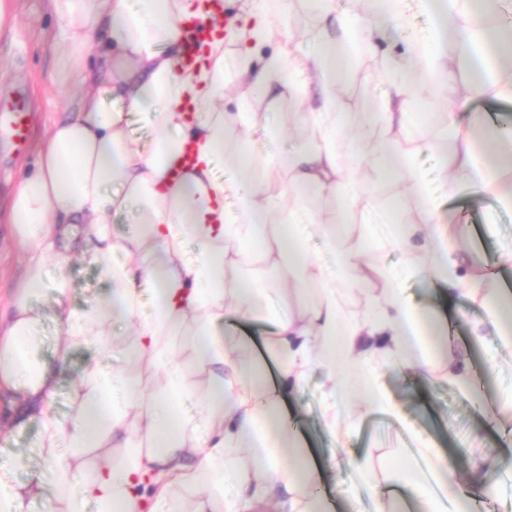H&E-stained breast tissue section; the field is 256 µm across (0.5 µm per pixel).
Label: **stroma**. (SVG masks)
Returning a JSON list of instances; mask_svg holds the SVG:
<instances>
[{
	"label": "stroma",
	"instance_id": "obj_1",
	"mask_svg": "<svg viewBox=\"0 0 512 512\" xmlns=\"http://www.w3.org/2000/svg\"><path fill=\"white\" fill-rule=\"evenodd\" d=\"M17 22L14 30L0 36V96L22 94L29 102L31 137L23 149L0 140V314L4 313L24 272L21 249L11 244L12 227L4 217L16 184L30 176L37 165V145L55 120L62 117L70 96L54 83L55 57L61 34L51 11L50 0H12ZM379 54L360 50L354 68L348 72L341 95L353 117V132L365 140L378 137L374 119L387 86L380 83ZM440 107L432 85L414 89L410 109L409 136L434 135V118ZM442 210L456 213L461 223L470 225L471 242L464 252L467 261L493 264L499 248L512 242V208L468 191L444 198ZM64 274L69 290L57 298L46 289L35 303L46 317L39 328L42 358L53 360L54 344L61 326L54 316L61 307L85 309L109 292L111 285L99 270L71 262L63 268H50V276ZM407 293L420 307L438 312L446 319L453 346L464 352L471 387L448 382L442 375L390 374L384 384L393 401L406 414L415 429L423 431L435 447L447 449L457 459L462 476H470L473 461L468 452L472 441H480L489 453L506 450L499 431L486 422V411H494L512 426V348L477 343L470 325L482 317L481 309L466 298H447L441 285L407 283ZM275 326L268 315L258 314L237 328L246 344V361L261 359L267 374L277 371L278 363L265 356V343ZM323 397L318 379H310L286 396L283 409L297 423V440L309 462L316 466L326 492L330 512H373V501L361 482L352 476L350 458L378 449V465L389 468L402 458L418 455V444L392 419L379 414L359 415L354 432L336 443L322 418Z\"/></svg>",
	"mask_w": 512,
	"mask_h": 512
}]
</instances>
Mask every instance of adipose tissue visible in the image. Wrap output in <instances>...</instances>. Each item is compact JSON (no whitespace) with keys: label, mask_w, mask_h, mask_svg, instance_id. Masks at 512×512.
Segmentation results:
<instances>
[{"label":"adipose tissue","mask_w":512,"mask_h":512,"mask_svg":"<svg viewBox=\"0 0 512 512\" xmlns=\"http://www.w3.org/2000/svg\"><path fill=\"white\" fill-rule=\"evenodd\" d=\"M378 13L361 28L380 49L391 90L380 103L381 135L371 148L351 139L357 160H370L389 181H409L416 195L413 221L382 227L375 197L354 172L343 171L336 139L351 117L337 89L351 66L346 43L327 39L308 59L318 106L291 67L293 37L272 40L288 0H248L241 18H225L222 0H51L64 38L55 79L75 97L40 145L37 171L17 187L8 211L19 246L27 252L25 277L6 317L0 318V389L12 392L15 426L37 422V447L51 481L29 471L27 457L0 448V512H32L50 497L52 512H322L316 471L291 443L281 410L285 396L321 372L324 424L335 436L352 426L349 404L380 411L403 429L411 424L384 389L386 371L444 372L450 382L470 379L464 359L435 345L429 330L439 317L419 310L395 274L371 262L379 248L410 254L409 278L443 283L487 312L473 324L476 341L512 344V294H484L485 273L467 263L459 243L465 224L442 222L439 196L422 182L420 152L404 134L412 103L411 74L423 72L437 92L471 73L467 86L438 121L428 147L443 168L466 176L467 190L512 207V128L490 124L474 111L478 99L512 101V23L493 0H378ZM431 12L437 24L388 43L412 10ZM199 19L225 28L197 67L184 65L186 23ZM100 42H93L94 34ZM237 45L233 66L247 84L224 109V43ZM147 113L151 150L135 148L126 112L112 110L100 91ZM293 106L298 148L243 160L225 153L228 124L250 131L265 115L252 101ZM196 161L180 178L185 147ZM227 159L230 175L214 170ZM238 206L227 211L225 194ZM340 196L359 211V223L341 213L320 218L307 200ZM139 211L137 230L114 232L112 218ZM321 225L336 260L328 272L305 244V223ZM96 268L111 290L86 310L61 311L54 363L39 353L43 318L34 300L46 288L65 294V277L48 280L49 264L70 259ZM363 287L362 308L343 311L341 289ZM150 304H143V296ZM285 313L275 320L270 348L275 377L246 363L242 342L224 329L227 315L252 320L268 298ZM80 348L111 354L126 366L92 361L71 388L72 413L51 408V382ZM425 463L378 470L372 456L351 468L370 487L375 512H389L393 485L405 487L420 512H442L444 502L468 512L491 494L489 475L505 459L483 455L469 495L457 497L452 461L416 434Z\"/></svg>","instance_id":"obj_1"}]
</instances>
